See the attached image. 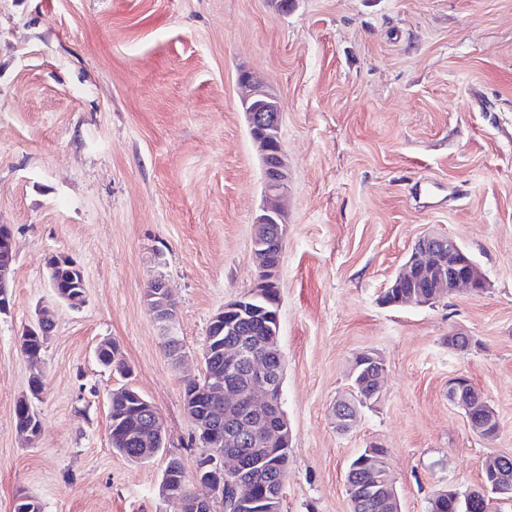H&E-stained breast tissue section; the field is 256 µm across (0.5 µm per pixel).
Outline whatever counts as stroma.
I'll return each mask as SVG.
<instances>
[{
    "label": "stroma",
    "instance_id": "obj_1",
    "mask_svg": "<svg viewBox=\"0 0 512 512\" xmlns=\"http://www.w3.org/2000/svg\"><path fill=\"white\" fill-rule=\"evenodd\" d=\"M278 3L0 0V224L15 248L0 312V512L24 494L42 512H173L158 493L167 459L190 472L201 452L184 387L203 375L211 317L257 276L262 171L245 71L280 105L289 176L281 512H350L346 474L373 445L388 451L400 512L480 488L485 460L512 455V0ZM427 233L467 250L484 292L384 305ZM55 254L84 269L81 307L49 286ZM157 278L176 301L180 364L147 308ZM44 304L55 327L30 447L14 418L29 379L19 339ZM456 333L468 351L449 348ZM106 340L130 375L98 364ZM366 350L386 365L382 391L337 431L333 409ZM457 376L494 408V437L449 402ZM123 386L163 420L150 462L109 444V395Z\"/></svg>",
    "mask_w": 512,
    "mask_h": 512
}]
</instances>
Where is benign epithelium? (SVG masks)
<instances>
[{"label": "benign epithelium", "instance_id": "1", "mask_svg": "<svg viewBox=\"0 0 512 512\" xmlns=\"http://www.w3.org/2000/svg\"><path fill=\"white\" fill-rule=\"evenodd\" d=\"M247 93L242 99V107L247 117L252 139L259 151L263 174V204L254 221L255 231L252 247L258 260V275L253 288L245 295L224 304V308L213 315L210 325L221 327L227 335L241 332L242 327L250 323L256 309L253 303L267 300L272 291L278 289V266L270 265L268 239L271 225L277 230L286 229L283 222L281 200L288 193V171L284 160L281 140H271L267 130L280 126V109L276 101L259 88L245 73L240 78ZM15 260L13 235L10 226L0 225V309L10 306L8 292L12 264ZM395 287L405 288L407 282L415 285L414 291L403 299V303L431 302L434 292L440 290L445 295L465 289L472 294H481L486 288V280L470 254L452 237L439 234H427L419 238L412 247L407 260L394 276ZM154 288L149 307L153 318L164 324L173 320L175 308L165 282L157 279L151 283ZM52 326L48 309L42 307L36 314L35 321L27 326L32 336L45 334ZM282 385L279 378L272 375V370L260 354L250 347V341L242 339L237 346L224 351V375L211 378L209 392L214 403H223L224 410L232 413L229 429L222 428L224 417L218 410L212 414L202 415L194 404H186L185 412L195 424L198 438L203 448H213L206 466L210 473L198 474L194 478L195 488L201 494L195 501V508H205L214 500L224 499L226 494L233 495L237 502L251 505L260 510L265 509L267 501L257 499L251 481L241 477L245 467L238 444L242 434L249 432L254 443L263 446L268 443L281 448L288 446L290 432L286 419L272 427L265 426L261 433L257 427L262 422L266 410L281 401ZM448 401L465 412V417L478 435L493 437L498 431V420L493 407L485 397L477 392L464 377L448 381ZM142 417L150 425L155 437H163V424L153 406L146 402L142 405ZM360 468L364 470L362 484L353 486L352 477H347L348 494L373 492L381 494L380 463L371 449H366ZM502 498L512 499V472L499 469L492 486H483L467 494V508L478 506L487 512L491 505L488 493Z\"/></svg>", "mask_w": 512, "mask_h": 512}]
</instances>
